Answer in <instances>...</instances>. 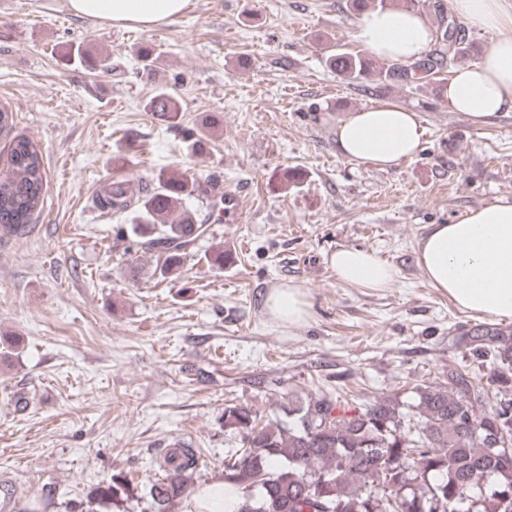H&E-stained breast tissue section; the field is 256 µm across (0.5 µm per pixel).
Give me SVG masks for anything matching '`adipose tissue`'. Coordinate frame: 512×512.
<instances>
[{"label":"adipose tissue","mask_w":512,"mask_h":512,"mask_svg":"<svg viewBox=\"0 0 512 512\" xmlns=\"http://www.w3.org/2000/svg\"><path fill=\"white\" fill-rule=\"evenodd\" d=\"M469 27L493 32L481 58L456 69L442 95L449 111L475 121L512 111V8L506 0H450ZM189 0H67L79 18L149 30L181 15ZM356 37L373 58L388 63L421 60L432 30L420 14L401 5L364 12ZM424 130L414 110L398 104H374L336 120V146L349 160L382 171L412 159ZM417 264L428 284L460 308L479 317H512V203L497 201L470 210L454 224H432L419 237ZM343 284L381 291L391 287L396 268L376 252L345 247L331 257ZM273 318L296 324L309 316L300 287L273 288L266 297ZM239 497L215 477L196 486L180 512H235Z\"/></svg>","instance_id":"obj_1"}]
</instances>
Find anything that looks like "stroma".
<instances>
[{"label":"stroma","mask_w":512,"mask_h":512,"mask_svg":"<svg viewBox=\"0 0 512 512\" xmlns=\"http://www.w3.org/2000/svg\"><path fill=\"white\" fill-rule=\"evenodd\" d=\"M357 20L347 0H190L140 31L75 17L66 0H0V107L46 170L35 222L0 235V512L48 491L47 512H86L114 474L155 481L177 442L199 450L193 479L208 482L236 445L231 402L284 419L319 389L408 398L459 365L487 379L488 363L453 344L479 317L429 286L416 244L428 225L512 201V111L475 122L432 80L344 79L326 57L361 53ZM73 45L109 56L110 71L66 65ZM160 88L180 103L177 127L144 108ZM382 102L424 128L418 154L390 171L336 147L338 116ZM211 117L190 152L184 131ZM119 158L139 182L179 169L209 187L184 202L207 231L170 278L95 205ZM221 190L240 199L228 222L211 213ZM342 247L377 252L396 283H341L330 257ZM288 282L310 306L293 326L264 306Z\"/></svg>","instance_id":"stroma-1"}]
</instances>
